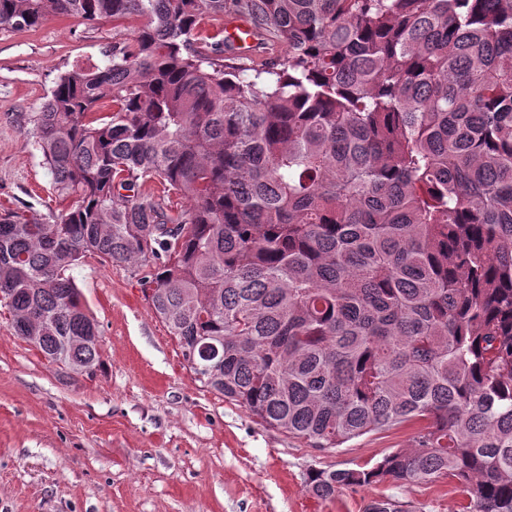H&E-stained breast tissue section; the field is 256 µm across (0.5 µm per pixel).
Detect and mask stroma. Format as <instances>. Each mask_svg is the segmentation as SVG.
<instances>
[{"mask_svg":"<svg viewBox=\"0 0 512 512\" xmlns=\"http://www.w3.org/2000/svg\"><path fill=\"white\" fill-rule=\"evenodd\" d=\"M132 31L72 16L0 29V211L50 222L65 208L23 118L61 74L103 65ZM71 275L102 334L95 377L46 360L0 308V512H364L383 495L410 512H460L445 481L315 497L310 470L381 458L406 447L413 427L309 448L195 380L145 301L137 267L87 257Z\"/></svg>","mask_w":512,"mask_h":512,"instance_id":"stroma-1","label":"stroma"}]
</instances>
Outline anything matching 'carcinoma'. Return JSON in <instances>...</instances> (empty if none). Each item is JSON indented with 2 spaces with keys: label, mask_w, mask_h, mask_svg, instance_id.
I'll return each mask as SVG.
<instances>
[{
  "label": "carcinoma",
  "mask_w": 512,
  "mask_h": 512,
  "mask_svg": "<svg viewBox=\"0 0 512 512\" xmlns=\"http://www.w3.org/2000/svg\"><path fill=\"white\" fill-rule=\"evenodd\" d=\"M228 14L262 58L201 34ZM57 16L140 26L25 118L70 205L0 213L15 335L98 372L69 271L140 267L195 379L260 424L320 451L418 425L310 471L317 497L448 479L512 512V0H0V28Z\"/></svg>",
  "instance_id": "cac0c4a2"
}]
</instances>
